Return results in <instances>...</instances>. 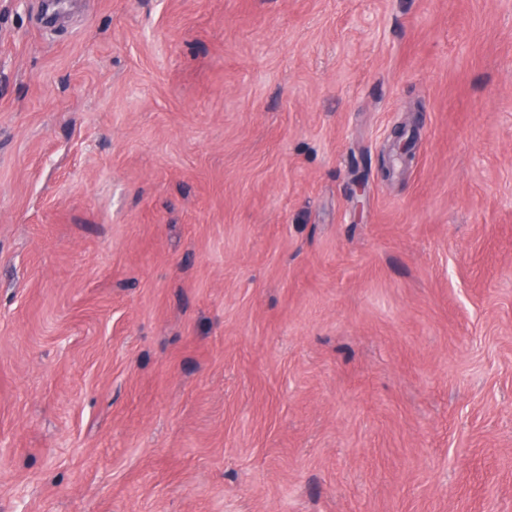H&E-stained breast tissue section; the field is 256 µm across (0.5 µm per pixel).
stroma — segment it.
Listing matches in <instances>:
<instances>
[{
  "instance_id": "1",
  "label": "stroma",
  "mask_w": 512,
  "mask_h": 512,
  "mask_svg": "<svg viewBox=\"0 0 512 512\" xmlns=\"http://www.w3.org/2000/svg\"><path fill=\"white\" fill-rule=\"evenodd\" d=\"M0 512H512V0H0Z\"/></svg>"
}]
</instances>
